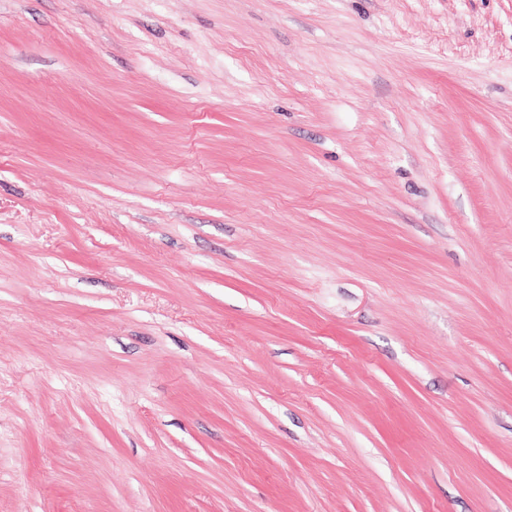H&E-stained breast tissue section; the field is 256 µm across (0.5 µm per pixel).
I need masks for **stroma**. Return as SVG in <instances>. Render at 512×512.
<instances>
[{
    "mask_svg": "<svg viewBox=\"0 0 512 512\" xmlns=\"http://www.w3.org/2000/svg\"><path fill=\"white\" fill-rule=\"evenodd\" d=\"M0 512H512V0H0Z\"/></svg>",
    "mask_w": 512,
    "mask_h": 512,
    "instance_id": "stroma-1",
    "label": "stroma"
}]
</instances>
